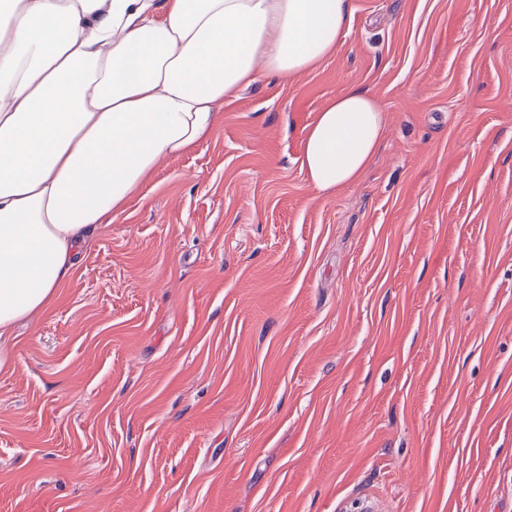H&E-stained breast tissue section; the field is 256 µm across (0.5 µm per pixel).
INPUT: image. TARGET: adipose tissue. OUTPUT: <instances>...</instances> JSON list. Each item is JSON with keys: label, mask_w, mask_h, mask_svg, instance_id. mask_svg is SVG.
<instances>
[{"label": "adipose tissue", "mask_w": 512, "mask_h": 512, "mask_svg": "<svg viewBox=\"0 0 512 512\" xmlns=\"http://www.w3.org/2000/svg\"><path fill=\"white\" fill-rule=\"evenodd\" d=\"M352 15L351 0H0V371L160 162L260 75L315 70ZM385 123L368 88L329 98L304 140L313 188L359 181Z\"/></svg>", "instance_id": "obj_1"}]
</instances>
